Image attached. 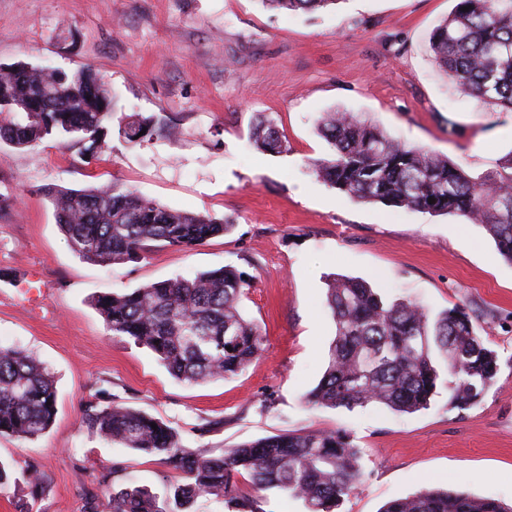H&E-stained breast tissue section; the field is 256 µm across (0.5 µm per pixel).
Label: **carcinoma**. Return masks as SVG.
I'll list each match as a JSON object with an SVG mask.
<instances>
[{
  "label": "carcinoma",
  "instance_id": "cac0c4a2",
  "mask_svg": "<svg viewBox=\"0 0 512 512\" xmlns=\"http://www.w3.org/2000/svg\"><path fill=\"white\" fill-rule=\"evenodd\" d=\"M263 2L293 13L337 0ZM429 46L463 93L512 112V0H457L453 15L431 32ZM35 96L43 97L38 111L26 108ZM0 99V144L22 149L49 138L82 154L110 149L116 100L91 69L63 75L9 65L0 68ZM173 133L159 120L135 118L119 137L136 144ZM318 133L332 150L311 163L324 183L362 203L462 217L482 226L512 263V152L497 169L473 177L451 158L401 145L350 112L325 113ZM251 139L263 152H282L281 135L267 119L257 121ZM48 197L72 251L101 267L138 263L155 248L201 246L234 227L228 217L170 209L117 179L81 189L52 187ZM248 287L245 275L226 265L98 295L91 304L112 339L149 350L174 379L201 385L239 376L264 350L261 328L241 308ZM324 305L335 336L325 370L306 395L311 406L380 405L413 414L428 409L444 388L448 407L463 409L497 378V353L459 307L433 315L347 276L329 278ZM56 414L53 373L29 350L0 346V437L34 440L51 428ZM81 422L101 441L157 457L181 475L159 491L133 483L112 490L110 512H193L200 496L222 503L224 512H264L260 493L270 490L301 501L306 512H340L363 476L359 448L342 430L261 437L215 456L185 445L168 422L119 402H89ZM243 476L249 492L239 481ZM40 484L36 472L17 476L0 464V490L33 491ZM380 512H512V504L424 487L387 502Z\"/></svg>",
  "mask_w": 512,
  "mask_h": 512
}]
</instances>
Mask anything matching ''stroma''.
I'll return each instance as SVG.
<instances>
[{
    "label": "stroma",
    "mask_w": 512,
    "mask_h": 512,
    "mask_svg": "<svg viewBox=\"0 0 512 512\" xmlns=\"http://www.w3.org/2000/svg\"><path fill=\"white\" fill-rule=\"evenodd\" d=\"M456 0H337L316 13L262 0H0V63L92 68L120 97L112 152L90 158L47 139L0 146V344L44 361L56 379V420L33 441L0 437V461L39 471L37 494L0 492V512L106 507L114 462L124 481H176L159 458L111 447L81 423L104 396L170 422L192 448L346 430L365 475L343 512H380L434 485L512 503V263L480 226L358 202L316 178L329 152L320 115L355 113L409 147L461 163L472 176L512 153V112L464 95L435 65L432 30ZM177 128L134 146L116 128L132 114ZM271 117L287 152L257 151L250 125ZM120 179L168 208L231 217L228 234L192 249L160 248L104 268L80 259L59 230L45 187ZM234 266L250 280L245 315L265 349L239 376L173 379L146 349L113 341L93 296ZM362 277L431 312L463 307L499 357L480 402L401 415L370 405L309 406L334 336L326 275Z\"/></svg>",
    "instance_id": "stroma-1"
}]
</instances>
